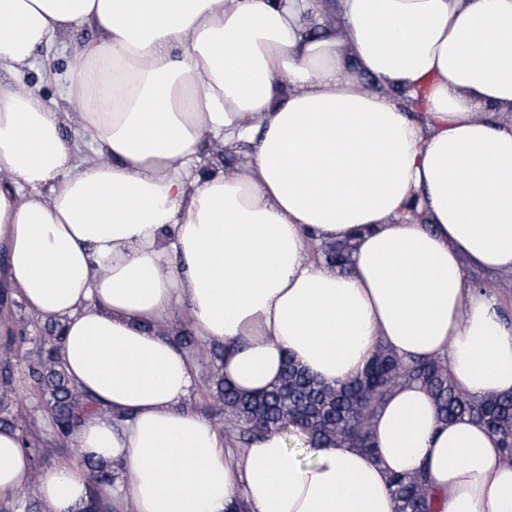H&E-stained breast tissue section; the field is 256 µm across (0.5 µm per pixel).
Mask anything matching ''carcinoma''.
<instances>
[{
    "mask_svg": "<svg viewBox=\"0 0 512 512\" xmlns=\"http://www.w3.org/2000/svg\"><path fill=\"white\" fill-rule=\"evenodd\" d=\"M43 329L38 350L25 352V371L51 408L53 434L66 441L93 406L62 366V326L47 319ZM13 378L11 368H0V424L5 426L13 425L1 415L15 393ZM402 383L425 387L440 421L467 417L500 436L503 456L512 460V395L471 398L456 387L439 360L408 362L381 347L359 375L339 385L315 377L290 356L279 381L259 394L240 392L219 374L213 381L236 442L244 448L265 432H299L313 447L347 445L370 455L375 454L369 433L373 413L390 389ZM389 486L395 512H431L425 475L393 474Z\"/></svg>",
    "mask_w": 512,
    "mask_h": 512,
    "instance_id": "cac0c4a2",
    "label": "carcinoma"
}]
</instances>
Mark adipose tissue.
<instances>
[{"mask_svg": "<svg viewBox=\"0 0 512 512\" xmlns=\"http://www.w3.org/2000/svg\"><path fill=\"white\" fill-rule=\"evenodd\" d=\"M84 25L76 115L0 85V254L98 405L70 439L114 475L98 512H395L390 475L422 470L434 512H512L499 436L440 422L416 383L376 408L375 455L303 462L267 432L231 456L185 406L198 364L165 322L188 312L243 392L289 356L342 383L384 347L512 394V319L465 275L512 276V0H0V69ZM216 136L246 161L192 170ZM336 244L346 267L309 260ZM32 482L44 512L89 499L85 467L33 470L0 426V497ZM63 139L67 144L74 146L80 156H87L93 153L94 144L89 134L75 123L64 127Z\"/></svg>", "mask_w": 512, "mask_h": 512, "instance_id": "1", "label": "adipose tissue"}]
</instances>
